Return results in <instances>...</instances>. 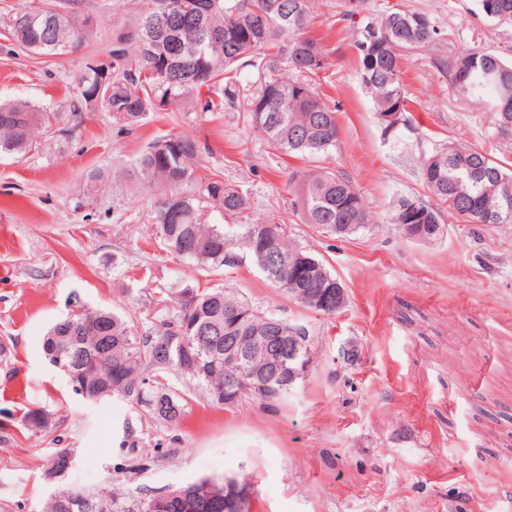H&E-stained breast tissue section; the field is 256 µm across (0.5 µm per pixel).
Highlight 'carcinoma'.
Returning a JSON list of instances; mask_svg holds the SVG:
<instances>
[{
	"instance_id": "cac0c4a2",
	"label": "carcinoma",
	"mask_w": 512,
	"mask_h": 512,
	"mask_svg": "<svg viewBox=\"0 0 512 512\" xmlns=\"http://www.w3.org/2000/svg\"><path fill=\"white\" fill-rule=\"evenodd\" d=\"M319 0H167L172 18L160 19V0L146 7L132 30L118 38L115 64L110 68L88 63L78 78L81 99L88 107L112 113V123L127 131L150 113L174 102L197 96L203 112L233 108L238 102L237 77L262 66L266 75L255 81L247 101L256 131L288 153L320 156L336 147L339 126L336 107L310 85L312 76L326 68L328 51L307 35ZM489 22L512 25V0H477ZM67 10L45 4L24 7L9 19L20 43L39 40L36 51L64 55L82 42L84 34L74 19L79 0H66ZM436 29L424 13L391 10L357 32L361 82L374 102L376 114L398 113L399 127L412 128L402 80V59L428 46ZM268 50L264 64L257 55ZM294 77L275 75L280 62ZM448 68L452 85L464 96L487 101L495 128L512 133V61L482 50H465ZM104 89L109 96L98 95ZM206 98H201V93ZM45 114L28 104H0V153L26 149ZM200 145L184 136L154 140L132 164L142 183L158 190L154 221L169 252L201 266L234 267L246 255L267 281L283 295L308 309L291 287L262 267L267 255L304 259L318 278L297 283L307 293L321 283L338 279L322 261L292 240L288 225L259 220L229 231L203 220V209L219 207L232 216L250 207L246 193L215 179L195 182L193 163ZM426 187L448 213L469 224H512V170L490 153L462 143H449L422 159ZM298 205L307 223L331 236L364 232L375 223L361 191L353 181L323 168L298 176ZM412 207L423 224L441 223L438 207L419 196L403 198L391 209L389 223L413 237L401 209ZM160 315L148 321L143 335L127 318L104 309H82L69 322H56L44 340L52 359L73 354L77 368L66 375L73 390L83 389L105 401L118 399L141 410L158 424L172 425L184 413V394L170 385L171 372L201 389L212 403L236 404L244 397L276 402L288 392L253 393L242 385L224 394V383L234 370L224 368L226 336H308L307 327L291 324L253 308L233 290L198 291L184 288L171 295L157 292ZM69 491L52 498L48 512H143V501L127 506L121 498L82 494V508L68 507Z\"/></svg>"
}]
</instances>
